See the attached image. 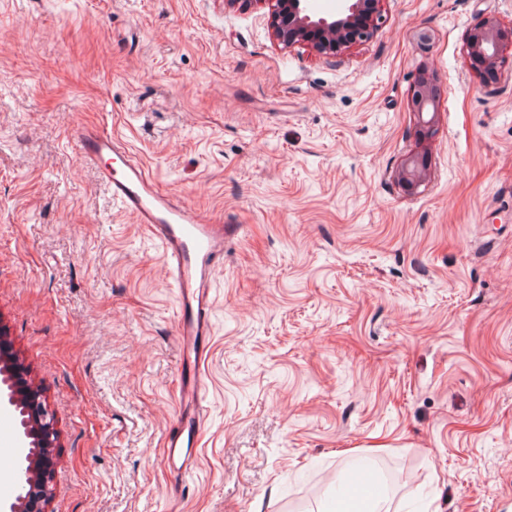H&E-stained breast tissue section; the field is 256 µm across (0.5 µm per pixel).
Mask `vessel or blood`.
Listing matches in <instances>:
<instances>
[{
  "instance_id": "b4317fda",
  "label": "vessel or blood",
  "mask_w": 512,
  "mask_h": 512,
  "mask_svg": "<svg viewBox=\"0 0 512 512\" xmlns=\"http://www.w3.org/2000/svg\"><path fill=\"white\" fill-rule=\"evenodd\" d=\"M81 155L98 179L135 223L145 225L159 242L172 286L177 291L176 332L186 367L178 384L179 413L164 442L165 456L176 470L193 468L192 453L203 429L204 396L199 365L208 355L213 306V276L224 258V242L239 227L223 216L173 201L145 166L119 146L111 132L97 127L78 131Z\"/></svg>"
}]
</instances>
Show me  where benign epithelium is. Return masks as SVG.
I'll return each mask as SVG.
<instances>
[{"instance_id":"benign-epithelium-1","label":"benign epithelium","mask_w":512,"mask_h":512,"mask_svg":"<svg viewBox=\"0 0 512 512\" xmlns=\"http://www.w3.org/2000/svg\"><path fill=\"white\" fill-rule=\"evenodd\" d=\"M259 1L269 5L273 40L288 48L305 46L326 58H334L351 44L372 37L381 20L382 0H346L338 14L318 18L308 13L305 0H224V4L245 8ZM507 48L504 28L496 19L489 18L467 32L463 50L468 58L479 60L488 69H496L501 66ZM439 102L436 74L427 68L421 69L410 90L419 138L416 149L405 156L395 174L397 182L411 191L418 189L429 176L426 142L435 132ZM0 361L10 366L7 376L12 387L27 394L23 413L26 422L35 424L36 429L37 452L30 457L33 464L26 470L22 491L9 505V512H47L53 495L54 449L60 446L59 431L48 410L45 390L28 381L30 366L7 355L0 357Z\"/></svg>"}]
</instances>
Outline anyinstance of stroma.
<instances>
[{
    "label": "stroma",
    "instance_id": "35a3bbf8",
    "mask_svg": "<svg viewBox=\"0 0 512 512\" xmlns=\"http://www.w3.org/2000/svg\"><path fill=\"white\" fill-rule=\"evenodd\" d=\"M382 14L328 60L277 45L263 0H0V323L61 434L49 512H364L388 466L415 474L391 512H512V53L491 78L463 54L512 0ZM424 66L441 102L409 192ZM85 124L241 227L184 474L162 456L176 293Z\"/></svg>",
    "mask_w": 512,
    "mask_h": 512
}]
</instances>
